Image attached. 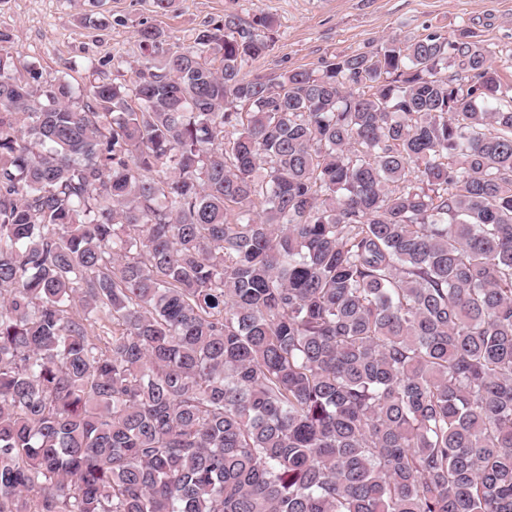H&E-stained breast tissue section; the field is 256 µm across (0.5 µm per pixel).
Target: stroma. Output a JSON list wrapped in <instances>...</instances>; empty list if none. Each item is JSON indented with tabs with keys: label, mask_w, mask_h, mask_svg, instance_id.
<instances>
[{
	"label": "stroma",
	"mask_w": 512,
	"mask_h": 512,
	"mask_svg": "<svg viewBox=\"0 0 512 512\" xmlns=\"http://www.w3.org/2000/svg\"><path fill=\"white\" fill-rule=\"evenodd\" d=\"M227 14L274 22L267 54L242 66L248 79L315 71L326 57L363 52L382 39L449 38L465 24L496 51L501 83L512 86V0H173L164 11L153 0H0V30L12 36L18 69L33 64L45 80L65 78L85 91L99 82L135 81L141 24L186 47Z\"/></svg>",
	"instance_id": "obj_1"
}]
</instances>
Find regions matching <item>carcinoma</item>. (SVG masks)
Segmentation results:
<instances>
[{"label": "carcinoma", "instance_id": "carcinoma-1", "mask_svg": "<svg viewBox=\"0 0 512 512\" xmlns=\"http://www.w3.org/2000/svg\"><path fill=\"white\" fill-rule=\"evenodd\" d=\"M272 28L82 100L0 30V512H512L495 52L243 78Z\"/></svg>", "mask_w": 512, "mask_h": 512}]
</instances>
